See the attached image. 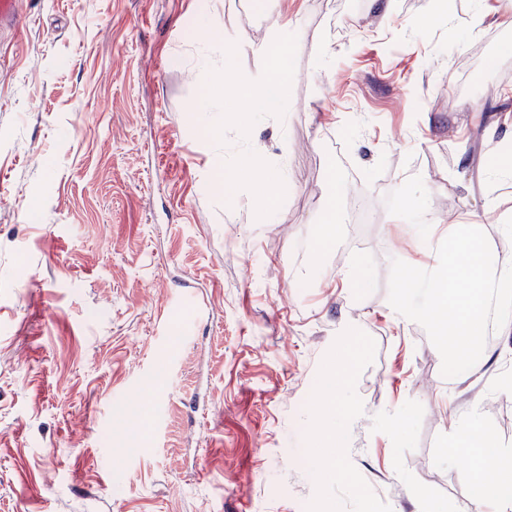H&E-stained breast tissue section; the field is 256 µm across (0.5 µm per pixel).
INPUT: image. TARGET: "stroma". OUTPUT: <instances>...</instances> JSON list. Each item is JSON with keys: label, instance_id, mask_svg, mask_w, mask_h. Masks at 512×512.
I'll return each mask as SVG.
<instances>
[{"label": "stroma", "instance_id": "1", "mask_svg": "<svg viewBox=\"0 0 512 512\" xmlns=\"http://www.w3.org/2000/svg\"><path fill=\"white\" fill-rule=\"evenodd\" d=\"M21 15L0 29V512H470L451 421L479 410L512 444V335L442 376L388 302L392 260L438 257L385 198L420 176L439 223L512 243L484 210L512 207V181L484 177L488 121L512 122V0L436 19L427 0H21ZM245 74L279 80L278 111L250 109ZM242 154L263 166L232 201L214 161ZM269 181L282 194L250 203ZM185 290L206 316L188 337Z\"/></svg>", "mask_w": 512, "mask_h": 512}]
</instances>
